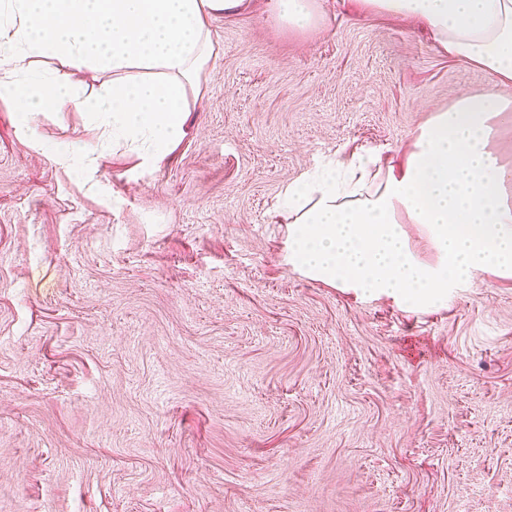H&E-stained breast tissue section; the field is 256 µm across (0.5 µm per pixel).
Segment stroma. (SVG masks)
Here are the masks:
<instances>
[{"instance_id": "1", "label": "stroma", "mask_w": 512, "mask_h": 512, "mask_svg": "<svg viewBox=\"0 0 512 512\" xmlns=\"http://www.w3.org/2000/svg\"><path fill=\"white\" fill-rule=\"evenodd\" d=\"M215 17L162 162L0 99V512H512V278L409 313L283 260L279 194L411 134L485 70L319 0ZM96 99L112 72L39 59ZM93 148L74 171L67 144ZM269 14L278 22L302 28L320 20L318 0H268Z\"/></svg>"}]
</instances>
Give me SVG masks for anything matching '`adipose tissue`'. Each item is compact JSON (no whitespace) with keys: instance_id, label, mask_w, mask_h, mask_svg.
<instances>
[{"instance_id":"ef3b65f1","label":"adipose tissue","mask_w":512,"mask_h":512,"mask_svg":"<svg viewBox=\"0 0 512 512\" xmlns=\"http://www.w3.org/2000/svg\"><path fill=\"white\" fill-rule=\"evenodd\" d=\"M367 12L423 22L450 56L491 73L412 137L399 166L360 150L303 172L283 191L288 266L361 299L410 312L444 307L456 288L491 272L512 277V169L489 148L512 116V0H356ZM250 0H0V96L21 124L49 108L102 116L113 145L161 161L185 135L189 92L213 50L210 18ZM53 57L112 70L104 96L81 100L53 74ZM415 225L435 254L422 260Z\"/></svg>"}]
</instances>
